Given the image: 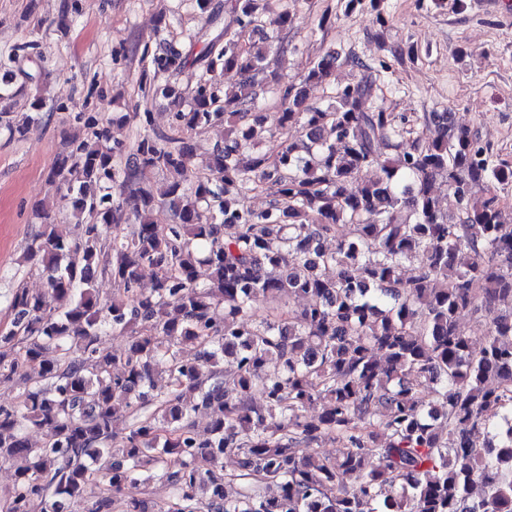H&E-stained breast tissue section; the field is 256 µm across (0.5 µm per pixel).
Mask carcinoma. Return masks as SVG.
Here are the masks:
<instances>
[{"label": "carcinoma", "mask_w": 512, "mask_h": 512, "mask_svg": "<svg viewBox=\"0 0 512 512\" xmlns=\"http://www.w3.org/2000/svg\"><path fill=\"white\" fill-rule=\"evenodd\" d=\"M385 3L346 0L344 14L361 8L384 27ZM196 4L214 39L196 56L160 50L139 81L169 101L177 133L111 145L80 112L87 137L49 172L77 233L46 224L32 238L24 262L47 291L17 289L0 331V382L22 389L18 404L0 406V460L22 461L5 512L36 502L40 512H111L112 495L153 479L184 503L179 512H512V206L498 194L512 185V159L445 112L388 111L370 68L334 50L303 78L276 80L277 130L295 135L273 158L255 141L267 48L239 44L265 7ZM15 59L0 57V128L21 137ZM341 61L358 78L334 88L336 105L307 104L304 86ZM190 68L198 78L182 88L176 78ZM227 71L239 77L231 97ZM224 121L211 153L220 182L185 186L186 134ZM368 167L375 178L351 189ZM143 168L165 176L159 193L141 182ZM439 180L451 215L433 194ZM475 184L487 192L475 195ZM260 188L272 201L257 211L247 198ZM406 262L417 272L403 280ZM99 275L118 295L100 299ZM260 294L276 302L263 317ZM482 309L488 340L475 353L457 318ZM108 330L128 336L124 350L102 346ZM121 409L130 421L118 432ZM30 428L49 438L32 443ZM326 438L340 445L333 460L311 453ZM226 457L237 463L233 496Z\"/></svg>", "instance_id": "cac0c4a2"}]
</instances>
